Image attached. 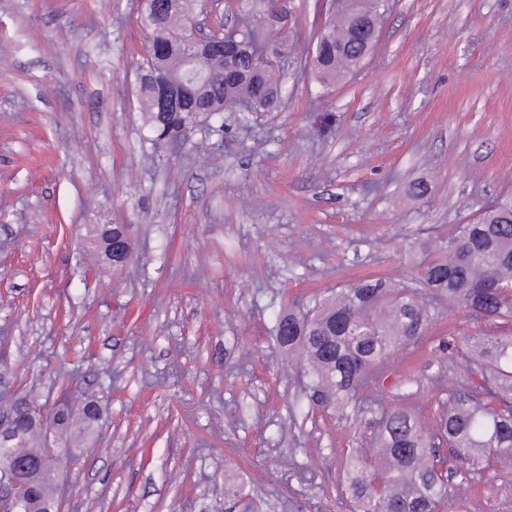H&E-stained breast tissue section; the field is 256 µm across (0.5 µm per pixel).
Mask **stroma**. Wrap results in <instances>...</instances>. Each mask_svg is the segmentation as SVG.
<instances>
[{"mask_svg": "<svg viewBox=\"0 0 512 512\" xmlns=\"http://www.w3.org/2000/svg\"><path fill=\"white\" fill-rule=\"evenodd\" d=\"M268 34L264 0H220ZM275 112L157 142L137 100V0H0V394L103 410L55 450L65 512H353L339 484L373 414L311 407L278 313L364 277L410 282L456 224L512 195V0H390L367 62L320 84L316 0H288ZM426 185L423 197L409 188ZM122 224L121 269L92 243ZM491 325L439 315L360 397L435 428ZM445 512H512V477L451 478Z\"/></svg>", "mask_w": 512, "mask_h": 512, "instance_id": "35a3bbf8", "label": "stroma"}]
</instances>
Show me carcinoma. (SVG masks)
Returning a JSON list of instances; mask_svg holds the SVG:
<instances>
[{"label":"carcinoma","instance_id":"1","mask_svg":"<svg viewBox=\"0 0 512 512\" xmlns=\"http://www.w3.org/2000/svg\"><path fill=\"white\" fill-rule=\"evenodd\" d=\"M317 36L318 79L341 81L371 53L379 27L378 0H344ZM155 10L141 12L147 32L139 74L138 101L155 138L176 144L203 112H222L243 103L255 112L282 104L278 49L261 62L265 46L250 18L236 30L237 52H209L198 61L215 81L199 86L186 75L188 17L199 11L196 0H154ZM481 209L473 222L454 227L448 251L425 258L414 285L383 277L364 278L315 296L308 308L281 312L275 340L303 361L308 402L324 410L363 408L358 387L384 366L397 347L416 342L437 315L432 300L465 309L488 321H512V199ZM478 380L470 390L448 394L438 434L448 441L443 456L415 417L403 410L380 411L375 455L353 457L348 492L359 512H444L448 475L464 465H485L493 476L512 471V413L497 404L512 401V334H486L465 353ZM43 450L40 431L28 427L21 451ZM249 494L228 489L225 512H252Z\"/></svg>","mask_w":512,"mask_h":512}]
</instances>
